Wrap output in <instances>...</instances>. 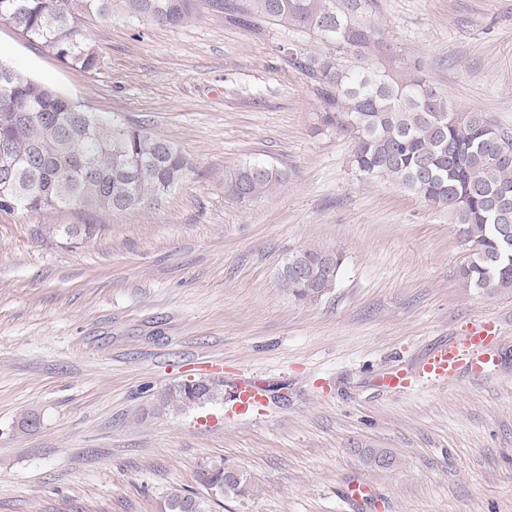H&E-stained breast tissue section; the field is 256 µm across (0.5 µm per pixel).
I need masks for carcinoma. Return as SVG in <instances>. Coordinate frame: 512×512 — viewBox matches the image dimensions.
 <instances>
[{"label": "carcinoma", "mask_w": 512, "mask_h": 512, "mask_svg": "<svg viewBox=\"0 0 512 512\" xmlns=\"http://www.w3.org/2000/svg\"><path fill=\"white\" fill-rule=\"evenodd\" d=\"M199 0H0V20L61 63L90 72L100 55L86 22L124 16L178 26ZM207 9L248 24L269 19L320 34L332 54L292 59L316 82L319 122L351 140L353 162L366 179H386L448 210L456 238L469 247L459 268L462 285L485 294L512 290V132L481 112H460L433 88L419 65L379 67L370 56L392 51L384 33L366 22L371 0H204ZM27 113L19 123L15 115ZM0 210L77 207L126 212L179 188L193 163L176 142L143 125L108 120L81 110L52 86L34 82L0 63ZM288 181V173L253 159L224 171V198L247 206ZM100 224H38L33 235L47 245L76 247L95 238ZM343 255L304 247L278 272L294 301L316 303L342 274ZM217 387L184 380L163 389L158 407L185 411L213 402ZM231 466L206 464L203 482L222 496L244 497L251 480ZM167 512H209L208 502L177 490Z\"/></svg>", "instance_id": "1"}]
</instances>
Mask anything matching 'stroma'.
Segmentation results:
<instances>
[{"instance_id":"obj_1","label":"stroma","mask_w":512,"mask_h":512,"mask_svg":"<svg viewBox=\"0 0 512 512\" xmlns=\"http://www.w3.org/2000/svg\"><path fill=\"white\" fill-rule=\"evenodd\" d=\"M393 65L419 64L457 110L512 130V0H373ZM96 70L67 67L0 21V61L101 115L175 140L193 162L152 209L0 211V512H160L209 491L201 465L251 479L212 512H512V292L463 287L445 209L355 171L351 143L319 131V98L287 52H329L312 32L201 10L176 27L87 26ZM265 159L285 186L249 206L224 171ZM37 224H101L77 248ZM341 251L313 304L280 288L302 247ZM495 325L492 373L432 384L426 354ZM412 388L389 390V373ZM264 382L251 417L231 403L156 408L165 387ZM36 428H22L28 415ZM394 462L376 467L372 452ZM369 483L371 506L346 500Z\"/></svg>"}]
</instances>
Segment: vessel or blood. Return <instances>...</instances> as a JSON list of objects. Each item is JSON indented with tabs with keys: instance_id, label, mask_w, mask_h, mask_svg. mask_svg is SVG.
I'll list each match as a JSON object with an SVG mask.
<instances>
[{
	"instance_id": "vessel-or-blood-1",
	"label": "vessel or blood",
	"mask_w": 512,
	"mask_h": 512,
	"mask_svg": "<svg viewBox=\"0 0 512 512\" xmlns=\"http://www.w3.org/2000/svg\"><path fill=\"white\" fill-rule=\"evenodd\" d=\"M491 328L486 324L472 326L462 340L433 349L421 365V373L429 382L439 383L461 371L482 375L495 369L499 358L489 347ZM265 399L260 384L249 382L237 386L232 400L239 413L250 412Z\"/></svg>"
}]
</instances>
